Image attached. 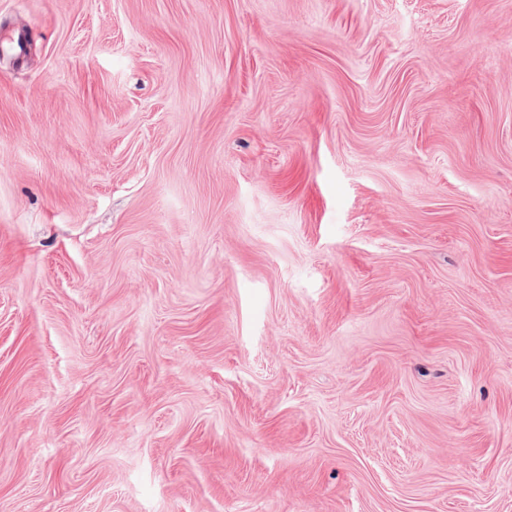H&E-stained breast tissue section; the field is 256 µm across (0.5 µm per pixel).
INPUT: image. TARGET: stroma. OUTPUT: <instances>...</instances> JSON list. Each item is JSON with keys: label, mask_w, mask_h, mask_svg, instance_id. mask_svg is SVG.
<instances>
[{"label": "stroma", "mask_w": 512, "mask_h": 512, "mask_svg": "<svg viewBox=\"0 0 512 512\" xmlns=\"http://www.w3.org/2000/svg\"><path fill=\"white\" fill-rule=\"evenodd\" d=\"M0 512H512V0H0Z\"/></svg>", "instance_id": "stroma-1"}]
</instances>
